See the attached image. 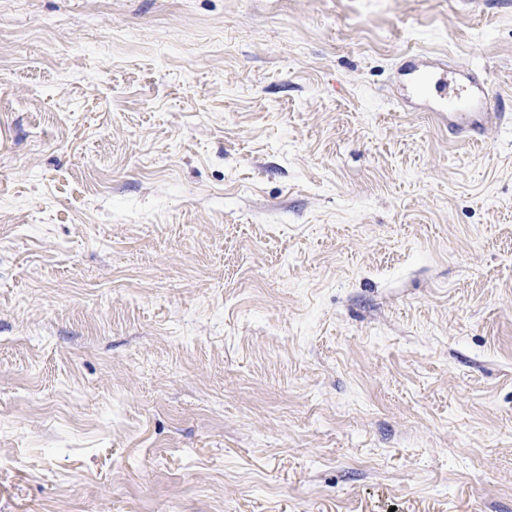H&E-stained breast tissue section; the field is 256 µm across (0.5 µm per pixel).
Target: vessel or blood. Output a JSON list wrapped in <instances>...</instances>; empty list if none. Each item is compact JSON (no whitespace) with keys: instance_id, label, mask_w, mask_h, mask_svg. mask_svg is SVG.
I'll return each instance as SVG.
<instances>
[{"instance_id":"1","label":"vessel or blood","mask_w":512,"mask_h":512,"mask_svg":"<svg viewBox=\"0 0 512 512\" xmlns=\"http://www.w3.org/2000/svg\"><path fill=\"white\" fill-rule=\"evenodd\" d=\"M435 84L440 90L437 109L447 113L448 127L453 132L477 141L488 126L500 125L499 114L487 109L489 91L476 76H469L465 83L452 86L447 76L440 74Z\"/></svg>"}]
</instances>
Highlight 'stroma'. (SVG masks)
Segmentation results:
<instances>
[{"label": "stroma", "instance_id": "1", "mask_svg": "<svg viewBox=\"0 0 512 512\" xmlns=\"http://www.w3.org/2000/svg\"><path fill=\"white\" fill-rule=\"evenodd\" d=\"M512 0H0V512H512ZM431 84L441 91L435 112H448V128L465 135L473 141L483 137L489 125H501L499 112H485L489 102L486 85L475 75H470L465 84L456 83L448 91V77L438 74Z\"/></svg>", "mask_w": 512, "mask_h": 512}]
</instances>
